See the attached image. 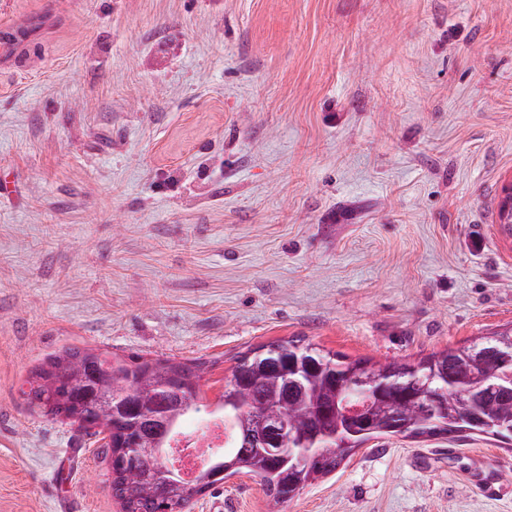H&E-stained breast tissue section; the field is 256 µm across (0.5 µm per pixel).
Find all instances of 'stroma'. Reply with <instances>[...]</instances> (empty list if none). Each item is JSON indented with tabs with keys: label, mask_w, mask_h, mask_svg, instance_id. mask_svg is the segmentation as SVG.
<instances>
[{
	"label": "stroma",
	"mask_w": 512,
	"mask_h": 512,
	"mask_svg": "<svg viewBox=\"0 0 512 512\" xmlns=\"http://www.w3.org/2000/svg\"><path fill=\"white\" fill-rule=\"evenodd\" d=\"M34 19L0 46V512H121L99 436L22 395L67 346L205 363L203 420L275 339L386 364L512 322V0H0ZM510 469L378 440L284 510L512 512Z\"/></svg>",
	"instance_id": "35a3bbf8"
}]
</instances>
